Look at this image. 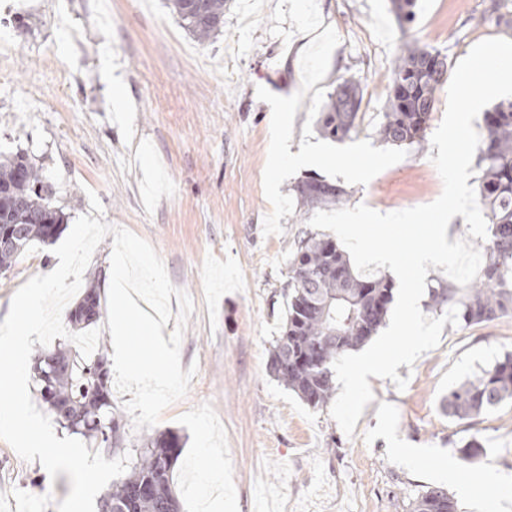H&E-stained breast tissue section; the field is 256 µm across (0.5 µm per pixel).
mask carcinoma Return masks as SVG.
Wrapping results in <instances>:
<instances>
[{
  "mask_svg": "<svg viewBox=\"0 0 512 512\" xmlns=\"http://www.w3.org/2000/svg\"><path fill=\"white\" fill-rule=\"evenodd\" d=\"M184 27L201 43L224 26V0H170ZM399 26L415 19L416 0H390ZM448 70L447 57L411 40L402 42L391 73L384 120L376 130L384 143L402 146L425 139L437 93ZM363 101L359 84L339 83L328 94L318 120L327 139L342 141L356 130ZM484 137L478 148L481 171L480 204L489 219L491 236L485 243L488 261L479 279L458 302V318L466 324L491 321L512 313V103L484 113ZM27 169V179L16 173ZM303 205L314 209L341 203L346 191L318 177L295 186ZM52 216L62 233L64 212L51 203V190L41 168L16 154L0 157V224H15L23 231L22 249L0 251V271H7L31 243L50 245L40 220ZM285 323L275 340L269 372L308 405L326 404L335 390L333 363L376 334L393 299V282L362 277L329 235L308 233L290 260L288 287L283 289ZM105 314L95 287L86 289L70 311L69 322L84 330ZM56 361L50 369L45 358ZM33 370L41 400L56 402L78 419L71 430L54 413L56 422L90 443L113 450L120 447L123 431L112 413V386L107 361L100 352L88 357L67 341L34 357ZM512 400V354L448 392V414L473 420ZM180 438L170 432L145 438L133 449L128 472L112 483L101 502L112 512H180L172 491V467L179 456ZM412 512H456L454 501L438 490L426 492L413 503Z\"/></svg>",
  "mask_w": 512,
  "mask_h": 512,
  "instance_id": "1",
  "label": "carcinoma"
}]
</instances>
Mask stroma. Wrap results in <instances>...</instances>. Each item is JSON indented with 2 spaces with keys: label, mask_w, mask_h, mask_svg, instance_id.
Here are the masks:
<instances>
[{
  "label": "stroma",
  "mask_w": 512,
  "mask_h": 512,
  "mask_svg": "<svg viewBox=\"0 0 512 512\" xmlns=\"http://www.w3.org/2000/svg\"><path fill=\"white\" fill-rule=\"evenodd\" d=\"M0 0V152H22L52 184V204L125 228L149 242L172 284L193 303L180 345L196 367L187 395L154 428L125 426L124 451L151 431H173L181 512L202 498L232 512H411L431 489L470 512L458 487L435 475L446 460L464 475L492 470L489 512H512V401L473 421L449 417L456 384L512 353V314L445 324L439 345L399 366L405 390L370 378L374 399L353 436L329 407L313 408L275 380L268 362L279 336L289 260L311 227L295 185L319 176L344 187L346 207L388 213L436 200L442 180L430 141L378 140L389 75L404 38L439 50L456 66L488 38L512 39L490 0H417L401 32L388 0H227L224 26L198 42L169 0ZM83 34L79 51L66 27ZM360 81L358 130L324 139L316 121L328 94ZM372 158L368 171L354 163ZM59 263L36 243L0 272V322L29 278ZM207 429L220 469L194 453ZM477 440L479 455L463 447ZM70 492L0 440V512H56Z\"/></svg>",
  "instance_id": "35a3bbf8"
}]
</instances>
